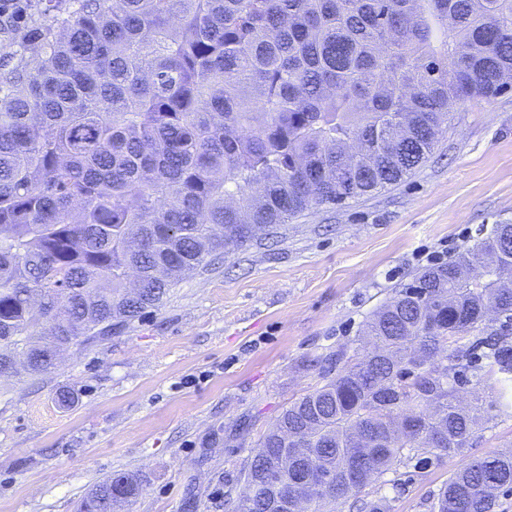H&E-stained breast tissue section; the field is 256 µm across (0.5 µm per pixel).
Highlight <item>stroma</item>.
I'll return each mask as SVG.
<instances>
[{
    "instance_id": "obj_1",
    "label": "stroma",
    "mask_w": 512,
    "mask_h": 512,
    "mask_svg": "<svg viewBox=\"0 0 512 512\" xmlns=\"http://www.w3.org/2000/svg\"><path fill=\"white\" fill-rule=\"evenodd\" d=\"M512 224V91L452 109L429 158L399 183L322 205L210 257L102 343L55 369L0 376V512H76L117 472L131 512H232L227 493L290 403L363 350L367 318L428 269ZM71 402H58L60 393ZM512 449V409H486L465 456ZM460 464L389 470L335 512H431Z\"/></svg>"
}]
</instances>
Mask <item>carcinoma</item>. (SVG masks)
<instances>
[{"mask_svg":"<svg viewBox=\"0 0 512 512\" xmlns=\"http://www.w3.org/2000/svg\"><path fill=\"white\" fill-rule=\"evenodd\" d=\"M0 78V375L31 352L101 343L205 257L245 246L321 205L400 182L432 152L453 106L512 90V0H46L13 28ZM486 275L471 282L462 267ZM512 224L417 274L366 324L374 347L284 409L298 455L254 457L259 486L233 512H264L331 476L344 501L422 448L464 456L481 407L456 403L462 340L496 305L512 321ZM439 358L444 368L430 363ZM508 407L512 342L487 354ZM422 418L405 437L407 412ZM354 448L366 449L352 468ZM113 474L79 512L131 505ZM512 453L461 460L434 512H497Z\"/></svg>","mask_w":512,"mask_h":512,"instance_id":"cac0c4a2","label":"carcinoma"}]
</instances>
